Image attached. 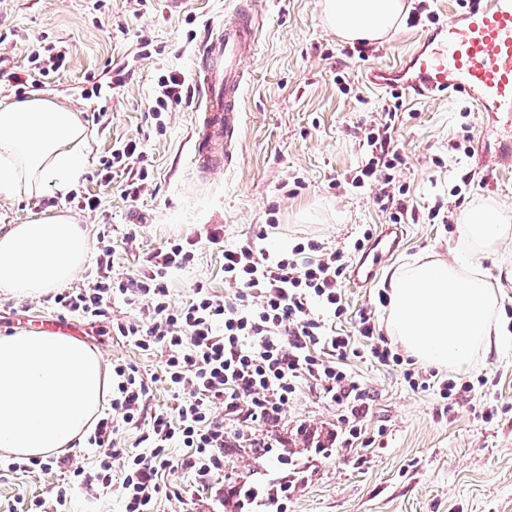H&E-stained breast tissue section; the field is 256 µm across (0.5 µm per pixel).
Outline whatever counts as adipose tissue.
Returning <instances> with one entry per match:
<instances>
[{
  "mask_svg": "<svg viewBox=\"0 0 512 512\" xmlns=\"http://www.w3.org/2000/svg\"><path fill=\"white\" fill-rule=\"evenodd\" d=\"M406 0H323L325 23L349 43H379L403 19ZM89 141L80 113L40 96L0 98V199L67 192L84 173ZM512 231L503 211L476 205L460 233L492 247ZM89 252L88 234L57 215L11 225L0 234V287L37 297L74 276ZM387 328L419 361L471 364L476 350L504 341L492 314L497 291L480 274L441 260H418L388 279ZM108 391L102 360L72 337L43 331L0 336V452L21 457L65 451L101 409Z\"/></svg>",
  "mask_w": 512,
  "mask_h": 512,
  "instance_id": "1",
  "label": "adipose tissue"
}]
</instances>
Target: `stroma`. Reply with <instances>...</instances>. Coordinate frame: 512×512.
Segmentation results:
<instances>
[{
  "label": "stroma",
  "instance_id": "35a3bbf8",
  "mask_svg": "<svg viewBox=\"0 0 512 512\" xmlns=\"http://www.w3.org/2000/svg\"><path fill=\"white\" fill-rule=\"evenodd\" d=\"M237 2L0 0V95H40L66 104L81 113L90 145L86 171L68 195L49 188L20 201L0 199V230L51 210L74 217L87 229L90 248L71 287L86 284L106 226L112 230V273L123 278L140 271L164 242H194L193 264L168 282L172 305L181 307L197 286L225 292L224 258L210 235L239 247L263 230L271 251L308 240L348 249L388 223L375 188L348 184L367 159L364 130L379 122L397 90L393 83L371 85L367 74L398 65L435 21L452 19L464 0H407L409 12L425 8L420 21L403 20L386 40L353 55L326 26L322 0H253L261 28L246 63L238 152L204 183L193 151L203 97L194 74L197 52L208 29ZM38 41L68 47L64 69L45 83L15 86L7 72L27 66ZM169 73L185 84L160 128L148 107L159 77ZM113 78L121 85L111 94L88 96L93 85ZM402 102L394 140L405 165L396 179L406 185L418 218L407 224L399 250L371 286L345 283L348 313L337 329L353 334L358 315L370 311L379 332H386L388 309L378 297L393 269L421 257L486 273L509 297L494 317L512 329V234L481 251L458 231L461 215L476 205L491 204L512 217V176L491 173L481 161L512 127L473 111L460 95L406 96ZM135 137L152 179L130 200L119 190L126 175L116 176L110 189L98 173L115 141ZM87 194L100 197L99 209L78 207V197ZM434 208L440 215L432 219ZM53 316L47 296L17 297L0 288V336L19 331L24 320ZM83 341L105 365L124 362L149 375L162 370L161 356H143L111 334L91 331ZM351 369L372 398L362 445L343 447L341 409L311 391L284 408L278 423L244 426L259 445L225 449L232 480L216 476L179 501L174 494L185 488L186 476L179 468L167 472L160 512H253L247 500L253 488L263 500L284 496L287 512H512V338L477 351L471 367L439 369V377L459 385L445 399L435 386L411 388L402 365L365 358L352 360ZM464 382L472 392L461 390ZM490 405L497 411L488 419ZM64 477L59 468L0 476V512H12L20 497L50 499Z\"/></svg>",
  "mask_w": 512,
  "mask_h": 512
}]
</instances>
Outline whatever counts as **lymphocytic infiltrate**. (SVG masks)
Masks as SVG:
<instances>
[{
  "label": "lymphocytic infiltrate",
  "mask_w": 512,
  "mask_h": 512,
  "mask_svg": "<svg viewBox=\"0 0 512 512\" xmlns=\"http://www.w3.org/2000/svg\"><path fill=\"white\" fill-rule=\"evenodd\" d=\"M67 53L53 46L33 45L26 69L8 73L24 86L49 79L65 64ZM396 108H386L376 130L365 135L367 160L350 181L351 187L380 185L376 197L392 223L407 221L406 187L390 192L392 172L403 159L392 145ZM139 140L115 142L99 175L111 186L118 172H134L123 186L134 199L149 178ZM97 269L86 287L71 288L53 297L60 316L89 323L110 319L113 299L132 310L130 316L110 319L113 335L143 353L161 354L162 379L175 402L174 415L152 414L148 399L152 380L135 367L112 366V403L87 439L94 448L97 468L86 473L75 467L81 485L102 492L117 491L122 512H158L162 476L180 467L192 485L205 484L224 471V424L276 422L284 406L311 390L347 411L352 423L343 444L354 447L371 398L352 374L348 360L358 355L356 339L370 341L369 357L386 365L399 363L385 338L379 337L373 316H358L356 336L337 332L347 313L341 288L350 269L349 252L310 241L291 252L272 253L249 244L223 249L224 285L215 294L197 288L184 307L170 303L168 279L195 258L192 241L165 243L146 268L129 279L112 277L109 233H101ZM223 416H216V408ZM138 432L134 450L118 447L124 433ZM121 460L113 469V460Z\"/></svg>",
  "instance_id": "f902f5d3"
}]
</instances>
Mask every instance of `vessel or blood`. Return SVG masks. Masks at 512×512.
Listing matches in <instances>:
<instances>
[{"label":"vessel or blood","mask_w":512,"mask_h":512,"mask_svg":"<svg viewBox=\"0 0 512 512\" xmlns=\"http://www.w3.org/2000/svg\"><path fill=\"white\" fill-rule=\"evenodd\" d=\"M257 19L235 8L204 42L197 79L204 87L200 131L194 144L196 171L206 178L225 168V146L241 133L243 62L255 50ZM405 89L420 96L454 92L477 111L512 123V0H486L435 28L399 69ZM401 225L384 226L354 264L352 283L367 287L382 263L399 248Z\"/></svg>","instance_id":"b4317fda"}]
</instances>
